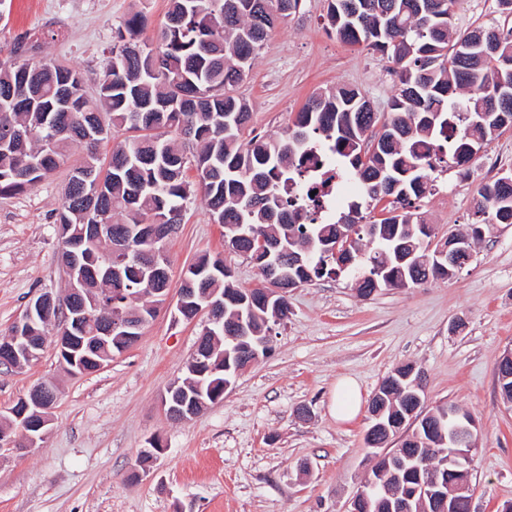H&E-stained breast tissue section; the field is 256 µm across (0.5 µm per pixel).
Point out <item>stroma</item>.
<instances>
[{
  "label": "stroma",
  "mask_w": 512,
  "mask_h": 512,
  "mask_svg": "<svg viewBox=\"0 0 512 512\" xmlns=\"http://www.w3.org/2000/svg\"><path fill=\"white\" fill-rule=\"evenodd\" d=\"M167 9V0H5L0 61L17 50L53 59L83 72L91 95L113 25L142 12V37L154 40ZM326 9L327 0H301L239 86L252 108L253 133L286 135L315 92L336 87L358 89L375 111L389 113L396 77L380 53L329 34ZM491 24L512 26L499 0H460L455 32ZM83 155L73 147L50 176L0 198V336L34 298L65 292L55 215ZM510 171L512 129L469 166L437 163L434 189L417 202L430 246L469 231L477 184ZM483 230L471 260L448 279L367 299L344 275L290 290L287 321L269 326L268 353L189 422L171 420L162 397L185 376L203 316L186 321L160 309L136 344L90 374H68L51 343L26 367L0 366V409L37 384L59 389L38 446L0 452V512H347L372 466L367 405L404 363L422 373L425 409L453 404L475 420L471 512H499L512 501V403L503 400L495 375L512 350V224ZM166 251L173 299L202 253L221 254L240 287L261 281L250 259L225 248L223 227L198 196L186 202ZM343 377L360 391L361 407L347 422L330 412ZM155 440L164 454L142 461L141 450Z\"/></svg>",
  "instance_id": "stroma-1"
}]
</instances>
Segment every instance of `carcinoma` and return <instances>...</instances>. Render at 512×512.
Listing matches in <instances>:
<instances>
[{"label": "carcinoma", "mask_w": 512, "mask_h": 512, "mask_svg": "<svg viewBox=\"0 0 512 512\" xmlns=\"http://www.w3.org/2000/svg\"><path fill=\"white\" fill-rule=\"evenodd\" d=\"M326 21L336 38L363 44L386 59L399 87L385 120L359 90L340 87L316 93L299 111L287 135H249L251 108L237 92L252 71L270 32L296 11L300 0H170L167 22L154 42L140 38L144 16L133 13L113 31L108 60L88 97L83 74L51 59L31 61L20 54L0 61V196L21 193L57 169L69 148L86 156L70 174L56 223L73 239L87 238L110 212L112 237L99 239L80 264L87 287L112 284V264L100 262L110 243L133 235L136 249L119 253L124 287L133 295L126 309L135 322L153 315L140 301L148 288H165L157 271L168 267L160 245L138 237L143 224H173L184 203L202 194L214 223L224 227L231 249L254 261L260 271L276 263L297 286L349 272L358 290L393 288L405 277L411 286L429 277L448 278V262L436 257L431 237L412 200L433 187L434 159L416 145L448 147L453 163L465 165L498 133L512 128V27L486 25L451 38L459 0H327ZM494 112L500 123L476 122V113ZM112 142L102 162L98 148ZM321 145L339 176L363 186L358 201L336 212L327 224H304L309 195L286 201L279 192L294 180L307 151ZM92 168L101 178L95 201L84 197L79 175ZM195 172L189 180L188 171ZM391 198L371 216L380 202ZM477 212L489 224H512V172L479 184ZM279 233V254L254 258L259 236ZM355 236L349 252L333 253L339 238ZM182 287L224 292V327L208 324L204 336L217 372L204 376L205 393L224 397V383L240 366L225 336L243 323L262 332L279 299L257 286L241 288L220 256L203 254L185 273ZM280 313L288 318V300ZM79 362V373L97 371L111 352ZM497 380L512 402V362L500 361ZM378 430L382 443L406 429L402 418L417 397L408 382L394 377L383 392ZM448 405L428 411L397 452L414 457L403 469L378 464L366 481L391 492L435 476L448 481Z\"/></svg>", "instance_id": "cac0c4a2"}]
</instances>
